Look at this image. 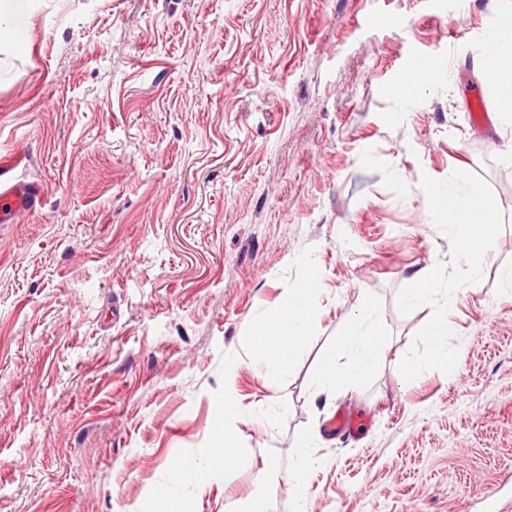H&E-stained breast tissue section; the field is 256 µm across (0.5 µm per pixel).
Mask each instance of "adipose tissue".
<instances>
[{
	"label": "adipose tissue",
	"instance_id": "adipose-tissue-1",
	"mask_svg": "<svg viewBox=\"0 0 512 512\" xmlns=\"http://www.w3.org/2000/svg\"><path fill=\"white\" fill-rule=\"evenodd\" d=\"M493 23L484 34V66L495 68V90L499 110L512 123V0H494ZM320 291V276L309 271L299 288L289 293L286 304L271 318L270 329L257 351L267 371L287 374L300 355L303 344L313 331V310ZM376 310L363 303L336 345L327 350L320 362V373L328 380L353 385L370 376L380 363L385 340L377 333ZM309 438L297 447L298 465L288 473L289 512H308L303 494L315 464Z\"/></svg>",
	"mask_w": 512,
	"mask_h": 512
}]
</instances>
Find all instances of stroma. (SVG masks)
<instances>
[{
  "instance_id": "35a3bbf8",
  "label": "stroma",
  "mask_w": 512,
  "mask_h": 512,
  "mask_svg": "<svg viewBox=\"0 0 512 512\" xmlns=\"http://www.w3.org/2000/svg\"><path fill=\"white\" fill-rule=\"evenodd\" d=\"M491 0H19L0 12V161L42 187L0 224V512H512V125L476 62ZM430 64L401 86L403 70ZM488 109L469 116L473 95ZM484 180L504 228L448 313L459 360L405 382L428 321L399 289L449 261L423 176ZM314 331L288 376L253 355L308 267ZM373 301L376 371L319 396ZM234 374H226L228 361ZM240 462L214 457L225 390ZM357 430L328 434L340 411ZM210 484L172 483L181 458ZM276 477L261 480L267 461ZM311 449L310 439L303 436L297 447L298 465L288 472V485L290 486L288 511L290 512H308V502L302 490L306 486L309 474L316 462L312 457Z\"/></svg>"
}]
</instances>
